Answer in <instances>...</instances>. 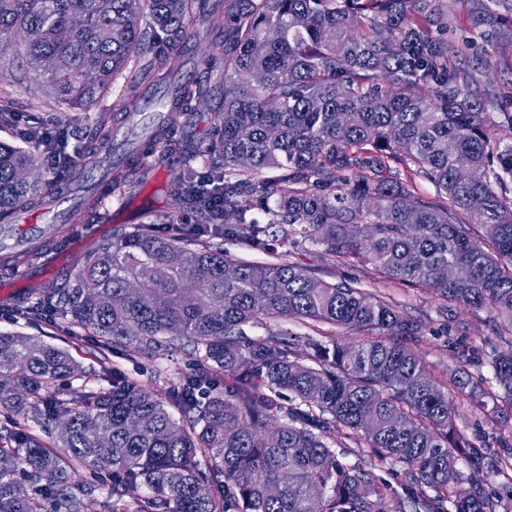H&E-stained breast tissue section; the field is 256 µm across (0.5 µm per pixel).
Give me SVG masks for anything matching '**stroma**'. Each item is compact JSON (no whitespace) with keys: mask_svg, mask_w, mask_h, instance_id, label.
Instances as JSON below:
<instances>
[{"mask_svg":"<svg viewBox=\"0 0 512 512\" xmlns=\"http://www.w3.org/2000/svg\"><path fill=\"white\" fill-rule=\"evenodd\" d=\"M14 42L0 41V56L10 59L13 71L0 78V98L8 99L12 111L8 120L0 122V142L14 144L32 151H41L40 140L29 138L32 129L48 128L56 131V145L65 157L64 165L55 170L37 166L31 172L43 194H50L57 186L83 193L86 181L85 169L81 164L84 157L94 155L95 148L105 130L131 127L132 118L119 114L117 101L125 85V74H117L108 92L89 110L70 109L62 101L46 97L42 87L30 80L26 74L25 60L15 52ZM175 175L173 168L154 163L145 178L135 189L129 205H149L153 215H171L180 222H188L190 210L177 207L169 192V185ZM120 198L108 197L100 208V217L83 229H68L66 243L75 244L78 256H85L101 242L110 239L115 225L124 223ZM282 258L310 264L320 276L327 280L338 278L358 280L360 288L386 297L417 322L421 336L417 350L426 369L435 377H444L448 369L454 368V353L448 345L449 339H461L475 350L477 362L469 371L475 376L491 377L489 365L491 352L497 349V328L487 313L468 306H452L448 314H441L439 304L422 288H412L384 283L372 266H352L346 261L325 252L323 245L306 239L292 246L280 248ZM15 296L0 295V333H23L39 336L67 349L82 368L80 376L62 382L61 394L88 388L96 389L104 384V378L118 371L136 379L140 384L166 390L169 376L185 370L187 356L180 344L167 347L163 355L149 358L133 348L118 347L109 354L107 361H99L95 338L80 327L68 321L43 317L29 319L14 307ZM456 424L458 429L474 444L496 447L504 430L499 419L476 408L469 402L456 403ZM329 444L349 464H363L381 480L392 486H399L401 477L397 466L391 461L372 457L364 441L356 438L330 439Z\"/></svg>","mask_w":512,"mask_h":512,"instance_id":"stroma-1","label":"stroma"}]
</instances>
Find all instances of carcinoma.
<instances>
[{"label": "carcinoma", "instance_id": "cac0c4a2", "mask_svg": "<svg viewBox=\"0 0 512 512\" xmlns=\"http://www.w3.org/2000/svg\"><path fill=\"white\" fill-rule=\"evenodd\" d=\"M469 28L512 44V0H466ZM455 0H0V38L50 93L87 109L128 71L126 112L153 84L170 86L168 111L210 95L203 162L170 192L195 223L119 225L57 288L24 311L59 316L97 338L100 356L132 346L158 356L187 347L192 368L171 389L148 390L114 372L108 386L60 397L79 365L38 336L0 334V512H85L112 485V512H499L488 470H512V431L490 454L461 435L453 401L512 420V349L492 354L493 381L473 380L474 350L452 341L456 367L428 376L413 348L419 326L384 297L294 262H244L214 240L249 250L314 239L369 264L387 283L422 287L487 312L512 345V146L496 139L512 113L505 89L461 67L449 19ZM224 15V85L176 79L169 49ZM148 18L142 22V18ZM144 46L153 59L131 69ZM189 149L161 125L127 151L124 174L101 180L72 213L127 194L143 160L181 163ZM400 159L437 196L390 174ZM39 158L0 143V236L26 204ZM462 169L479 177L463 181ZM276 170L267 181L254 176ZM473 198L481 200L477 211ZM260 207L263 224L248 218ZM297 319L362 334L298 344L249 336L261 321ZM358 436L403 468L404 496L327 439ZM82 471L80 494L70 490ZM144 485L145 495L134 494Z\"/></svg>", "mask_w": 512, "mask_h": 512}]
</instances>
